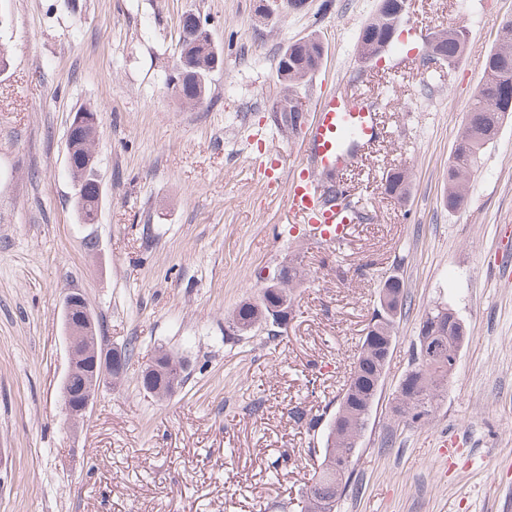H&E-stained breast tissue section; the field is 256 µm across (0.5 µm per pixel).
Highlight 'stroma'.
<instances>
[{"instance_id": "obj_1", "label": "stroma", "mask_w": 512, "mask_h": 512, "mask_svg": "<svg viewBox=\"0 0 512 512\" xmlns=\"http://www.w3.org/2000/svg\"><path fill=\"white\" fill-rule=\"evenodd\" d=\"M260 0H0V512H300L330 418L374 313L398 277L407 304L340 512H512V119L474 171L465 207L443 199L448 162L512 0H409L373 66L356 42L378 0H306L275 22ZM208 22L224 63L207 100L167 86L179 20ZM464 29L449 67L393 73L420 38ZM319 34L305 85L380 103L382 137L344 182L366 214L333 254L277 234L302 136L277 123L276 57ZM100 115L97 223L80 220L67 132ZM407 170L406 198L385 191ZM297 261L286 321L232 332L269 277ZM81 293L106 346L131 349L78 426L62 412L66 293ZM446 302L466 328L431 416L394 412L425 311ZM185 364L171 397L140 374L158 350Z\"/></svg>"}]
</instances>
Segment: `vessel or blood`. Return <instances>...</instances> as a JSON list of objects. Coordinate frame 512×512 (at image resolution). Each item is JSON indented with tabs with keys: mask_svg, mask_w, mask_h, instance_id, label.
<instances>
[{
	"mask_svg": "<svg viewBox=\"0 0 512 512\" xmlns=\"http://www.w3.org/2000/svg\"><path fill=\"white\" fill-rule=\"evenodd\" d=\"M380 136L376 113L360 98L341 94L324 96L304 127L306 161L299 176L288 181L287 212L303 221L308 236L324 249L346 245L356 225L344 209L322 205L313 173L352 167L357 158L346 154L345 146L369 145Z\"/></svg>",
	"mask_w": 512,
	"mask_h": 512,
	"instance_id": "obj_1",
	"label": "vessel or blood"
}]
</instances>
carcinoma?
<instances>
[{"label":"carcinoma","mask_w":512,"mask_h":512,"mask_svg":"<svg viewBox=\"0 0 512 512\" xmlns=\"http://www.w3.org/2000/svg\"><path fill=\"white\" fill-rule=\"evenodd\" d=\"M405 2L390 0L379 6L375 15L364 24L356 43L361 64L366 65L385 52V43L394 31L400 29L406 17ZM427 44L429 51L424 53L422 66L430 67V54L434 53L438 55L436 63L443 67L463 54L467 34L462 29L450 27L429 34ZM179 46L180 54L186 55L192 67L185 69L182 76L170 75L172 79H180V84L173 86L172 93L181 102L195 106L197 100L207 98L211 74L221 64V59L206 27L180 31ZM324 50V43L315 33L305 36L304 44L298 47L290 43L280 50L276 63L277 79L282 86L279 101L291 102L299 98L297 89L317 71L318 60ZM484 73L482 98L474 100L466 113L463 132L448 162L445 203L451 210L464 205L466 189L475 167L488 145L497 138L504 121L512 118V17L503 21L497 40L486 56ZM96 134L97 128L87 125L67 137L70 174L74 182L86 190L81 210L84 220L91 224L98 221L100 200L98 190L90 186L96 181L95 173L85 167L84 159L93 153ZM408 184L407 171L392 169L386 177L385 191L402 197L406 195ZM281 273L284 287L263 289L260 303L241 304L231 322L242 321L251 325L260 319L276 320L273 310L290 306L291 290L300 278V270L293 264L282 267ZM379 299L381 302L355 356L349 380L338 396L336 412L327 420L318 471L314 472L311 484L302 492V512H336L350 483L360 441L386 373L388 358L374 350V341L381 337L395 340L397 318L406 305L400 280L394 277L387 279L379 291ZM435 319L438 320V331L450 337L445 353L439 358L426 360L421 354V340H416L410 368L398 388V400L404 407V415L413 421L432 412L430 408L418 410L416 401L420 395L424 394L434 402L447 391L448 380L456 369L455 361L459 360L463 343L459 318L441 302L425 312L418 335H423L425 326L433 324Z\"/></svg>","instance_id":"cac0c4a2"}]
</instances>
